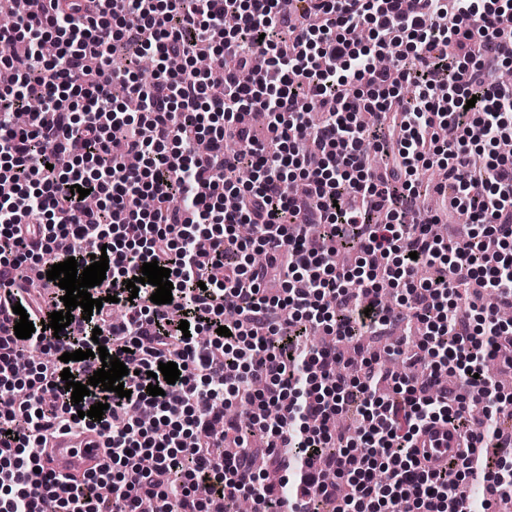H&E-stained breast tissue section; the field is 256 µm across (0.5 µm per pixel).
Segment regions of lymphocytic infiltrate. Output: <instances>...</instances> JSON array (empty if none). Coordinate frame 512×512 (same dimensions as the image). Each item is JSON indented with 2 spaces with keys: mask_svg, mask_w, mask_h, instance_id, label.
Returning a JSON list of instances; mask_svg holds the SVG:
<instances>
[{
  "mask_svg": "<svg viewBox=\"0 0 512 512\" xmlns=\"http://www.w3.org/2000/svg\"><path fill=\"white\" fill-rule=\"evenodd\" d=\"M101 2L29 0L15 24L0 26V179L10 185L0 192V287L22 302L31 269H49L44 256L82 269L94 255L109 259L90 290L103 302L91 319L73 308L57 334L39 324L63 301L23 302L35 332L0 336V512H42L48 499L57 512H141L146 501L158 512H212L245 496L255 512H318L338 497L339 512H442L461 476L483 492L473 512L512 493V471L477 454L504 437L491 422L505 401L483 371L490 357L512 368V330L496 316L512 307V156L480 166L473 152L512 127V84L497 76L512 60V0H126L120 14ZM365 24L369 39H353ZM121 47L125 67L105 78ZM202 53L224 64L221 95L196 67ZM145 55L158 71L144 85L134 67ZM305 98L320 104L319 122L300 111ZM31 101L39 110L16 126ZM361 110L385 120L359 124ZM254 112L267 116L274 151L252 135ZM370 138L378 171L362 149ZM228 139L236 152H225ZM435 163L448 173L438 191L481 227L467 241L432 237L416 219L419 171ZM244 166L255 176L245 190L235 181ZM296 180L305 196L289 195ZM144 195L153 209L140 207ZM379 211L385 223H374ZM240 223L253 225V241L239 238ZM252 243L265 264L249 262ZM342 246L357 248L356 267L337 262ZM152 261L170 271L171 303L151 302L150 284L134 298L125 289ZM437 262L448 276L418 280ZM471 281L496 306L461 295ZM385 282L424 327L409 361L428 367L395 376L403 390L386 400L372 360L344 373L332 348L307 343L321 326L343 340L403 324L404 312L379 299ZM286 308L294 318L283 336ZM222 325L229 336L218 335ZM97 344L127 366L131 395L96 386L72 402L62 371L84 383L102 362L61 356ZM28 348L48 360L20 395L15 365ZM167 362L179 379L158 377L162 393L149 395L148 372ZM449 372L475 398L448 392L440 380ZM236 400L248 419L227 417ZM351 400L359 423L347 436L330 423ZM475 400L483 419L469 413ZM101 401L102 419L79 418ZM438 422L463 446L441 471L416 449ZM60 429L98 431L108 465L80 482L40 471V450ZM257 431L273 438L289 496L260 481L247 446Z\"/></svg>",
  "mask_w": 512,
  "mask_h": 512,
  "instance_id": "f902f5d3",
  "label": "lymphocytic infiltrate"
}]
</instances>
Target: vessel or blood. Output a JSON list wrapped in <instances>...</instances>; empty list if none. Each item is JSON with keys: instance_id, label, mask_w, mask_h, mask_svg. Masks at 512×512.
Wrapping results in <instances>:
<instances>
[{"instance_id": "1", "label": "vessel or blood", "mask_w": 512, "mask_h": 512, "mask_svg": "<svg viewBox=\"0 0 512 512\" xmlns=\"http://www.w3.org/2000/svg\"><path fill=\"white\" fill-rule=\"evenodd\" d=\"M418 450L436 469L444 468L460 453L456 434L445 425L427 429L418 441ZM107 456L106 440L97 432H57L49 436L40 463L44 471L81 480L100 469Z\"/></svg>"}]
</instances>
